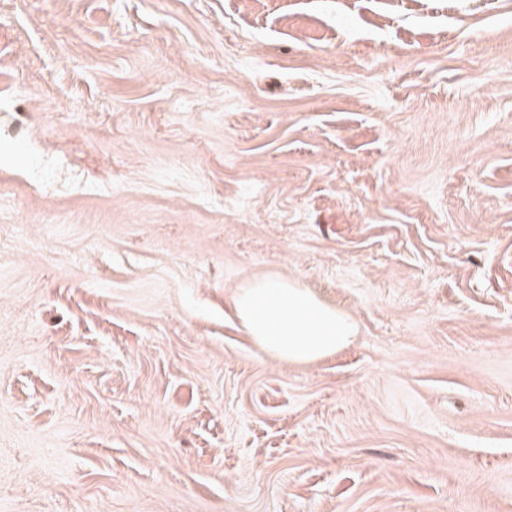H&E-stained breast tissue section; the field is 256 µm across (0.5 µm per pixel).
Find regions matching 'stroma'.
Masks as SVG:
<instances>
[{"mask_svg": "<svg viewBox=\"0 0 512 512\" xmlns=\"http://www.w3.org/2000/svg\"><path fill=\"white\" fill-rule=\"evenodd\" d=\"M0 512H512V0H0ZM234 304L243 330L273 357L307 364L350 345L351 316L293 280L270 278L238 288Z\"/></svg>", "mask_w": 512, "mask_h": 512, "instance_id": "35a3bbf8", "label": "stroma"}]
</instances>
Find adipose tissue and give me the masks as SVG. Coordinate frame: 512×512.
Returning <instances> with one entry per match:
<instances>
[{"label":"adipose tissue","mask_w":512,"mask_h":512,"mask_svg":"<svg viewBox=\"0 0 512 512\" xmlns=\"http://www.w3.org/2000/svg\"><path fill=\"white\" fill-rule=\"evenodd\" d=\"M234 304L246 334L288 363L320 360L350 345L358 334L351 316L293 280L249 284L237 290Z\"/></svg>","instance_id":"adipose-tissue-1"}]
</instances>
